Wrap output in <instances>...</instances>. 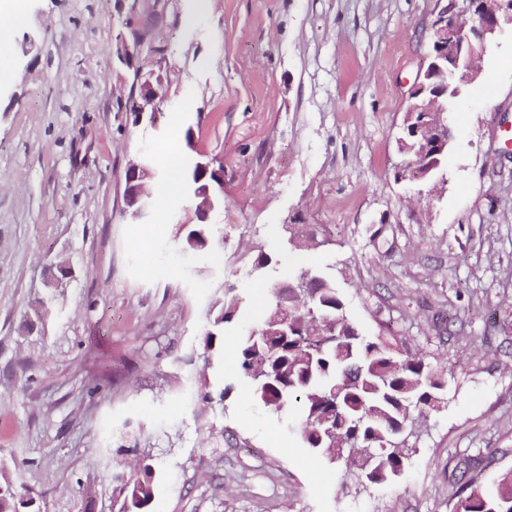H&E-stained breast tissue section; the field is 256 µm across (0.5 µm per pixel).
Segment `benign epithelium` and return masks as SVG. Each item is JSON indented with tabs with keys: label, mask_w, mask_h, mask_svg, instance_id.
I'll return each mask as SVG.
<instances>
[{
	"label": "benign epithelium",
	"mask_w": 512,
	"mask_h": 512,
	"mask_svg": "<svg viewBox=\"0 0 512 512\" xmlns=\"http://www.w3.org/2000/svg\"><path fill=\"white\" fill-rule=\"evenodd\" d=\"M441 3L431 28L433 40L427 65L409 91L403 120L401 153L409 156L401 176L412 180L441 177L439 162L448 150L452 133L448 127V98L459 96L481 73L479 61L488 45L512 26V0H437ZM469 16V21L461 18ZM140 101L132 109L137 122L148 118L155 124L162 97L163 78L153 72L137 75ZM155 173L149 163L133 160L125 175L124 214L133 221L145 220L151 210L147 189ZM188 183L198 199L196 218L206 223L210 212L224 198V166L216 157L199 158L188 173Z\"/></svg>",
	"instance_id": "7a95c632"
}]
</instances>
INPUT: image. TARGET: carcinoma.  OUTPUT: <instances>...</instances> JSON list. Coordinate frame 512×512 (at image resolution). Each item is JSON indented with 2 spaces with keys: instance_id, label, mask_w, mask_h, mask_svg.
<instances>
[{
  "instance_id": "carcinoma-1",
  "label": "carcinoma",
  "mask_w": 512,
  "mask_h": 512,
  "mask_svg": "<svg viewBox=\"0 0 512 512\" xmlns=\"http://www.w3.org/2000/svg\"><path fill=\"white\" fill-rule=\"evenodd\" d=\"M308 272L304 268L290 277L295 287L270 292L261 326L286 310L292 323L288 334L240 336V368L258 402L279 412L297 406L291 427L314 454L336 465L341 485L352 481L365 487L369 482L362 467L374 453L388 470L402 472L409 466L411 414L433 410L428 396L445 381L388 339L365 335L347 317L338 289L301 286ZM239 304L227 289L205 336L213 359L224 324ZM460 480L452 512H512V474L486 485L464 471ZM155 481V467L147 458L133 471L113 473L116 512H147ZM21 504L16 483L0 474V512H19Z\"/></svg>"
}]
</instances>
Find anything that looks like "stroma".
I'll return each instance as SVG.
<instances>
[{"mask_svg":"<svg viewBox=\"0 0 512 512\" xmlns=\"http://www.w3.org/2000/svg\"><path fill=\"white\" fill-rule=\"evenodd\" d=\"M28 0L0 85V458L34 512H113L133 455L149 512H450L463 469L512 472V32L448 114L443 185L399 180L409 89L435 0ZM135 46L122 63L123 46ZM166 81L135 123L136 70ZM224 165L219 247L183 249V192L133 223L124 176L150 151ZM316 246H289L290 230ZM337 287L364 334L443 370L398 480L358 492L256 402L237 361L270 296L259 254ZM241 300L221 363L203 339ZM55 307L39 300L53 289ZM228 389L223 403L204 392ZM224 292V302L216 314L213 316L211 327L212 329L206 333L204 346L205 349L210 353V357L214 360L217 355L216 342L220 338L224 324L229 323L234 316L237 308L240 304V299L236 295H229L233 288H227ZM151 459H144L133 471H117L112 474V500L116 512L147 511L153 496L156 470Z\"/></svg>","mask_w":512,"mask_h":512,"instance_id":"1","label":"stroma"}]
</instances>
